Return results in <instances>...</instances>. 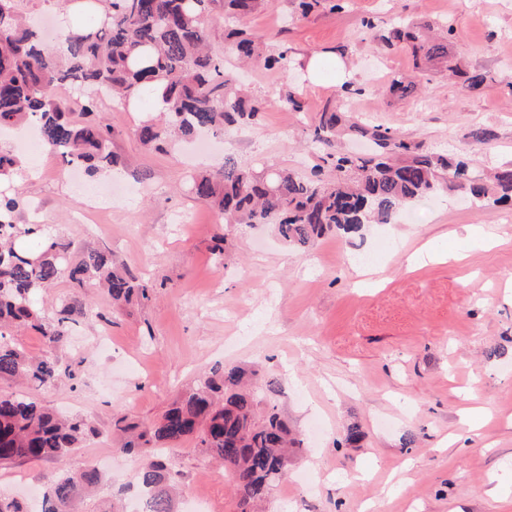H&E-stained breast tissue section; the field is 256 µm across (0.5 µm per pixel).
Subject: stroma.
<instances>
[{
    "label": "stroma",
    "instance_id": "obj_1",
    "mask_svg": "<svg viewBox=\"0 0 512 512\" xmlns=\"http://www.w3.org/2000/svg\"><path fill=\"white\" fill-rule=\"evenodd\" d=\"M299 0H268L240 24L271 51L296 60L321 54V74L291 66L242 69L230 46L212 51L240 70L268 106L255 122L226 127L211 161L225 154L242 164H268L309 173L319 152L310 130L335 103L340 81L331 66L346 53L353 69L347 108L424 149L469 162L475 174L512 162V0H346L298 17ZM451 26L448 56L486 76L482 94L433 66L415 68L404 49L383 50L373 30L399 19ZM414 80L408 98L388 94L391 74ZM294 90L293 110L276 99ZM151 99L137 112L98 103L95 116L112 129L118 173L90 178L97 186L121 180L133 191L114 193L108 211L73 190L59 161L7 142L22 164L0 193H20L30 206L22 224L49 226L57 239L102 248L134 275L151 279L150 300L127 312L90 286L58 281L39 302L53 317L68 297L89 309L69 326L57 352L74 378L32 390L42 404L83 418L92 431L60 460L22 459L0 465V495L31 502L30 488L58 474L101 463L110 476L87 512H132L128 492L141 457L120 453L116 418L155 420L196 379L222 364L257 370L278 389L262 392L299 440L265 512H512V209L474 207L462 191L441 193L390 224L338 233L305 252L288 248L271 226L225 223L194 198L199 164L186 148H143L136 137L152 119ZM484 127L491 149L470 150L465 133ZM477 227L471 237L467 227ZM223 252H216V243ZM434 251L419 267L407 259ZM481 409L474 429L463 418ZM359 427L362 439L344 444ZM181 492L206 500L211 512H238L232 477L199 454L193 442L166 456ZM319 472L316 493L301 476Z\"/></svg>",
    "mask_w": 512,
    "mask_h": 512
}]
</instances>
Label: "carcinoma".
Segmentation results:
<instances>
[{"mask_svg":"<svg viewBox=\"0 0 512 512\" xmlns=\"http://www.w3.org/2000/svg\"><path fill=\"white\" fill-rule=\"evenodd\" d=\"M263 0H104L103 14L89 12L83 27L60 30V61L25 22L17 0H0V130L34 125L44 150L67 164L78 163L94 175L117 164L110 150V131L93 122H76L73 104L89 115L103 98L124 105L162 88L167 108L158 123L143 122L137 136L145 148L164 141L188 142L209 131L253 120L267 101L251 98L236 76L209 51L215 31L207 17L216 7L227 21L256 11ZM431 26L402 24L378 39L390 48L407 47L415 60L447 56L448 34L430 35ZM236 55L263 59L270 69L290 65L284 53H265L238 28H224ZM55 86L69 87L75 98H53ZM389 91L410 95L414 85L400 74L388 81ZM348 131L370 142L372 152H336V136ZM313 144L324 153L335 175L320 178L263 166H243L224 158V167L200 171L190 183L201 202L218 208L238 224H272L280 239L296 250L341 231L359 233L366 224H388L406 204L431 199L442 188L466 190L475 204L512 201V163L495 168L490 183L471 177L468 163L435 154L402 139L389 129L347 115L344 104L319 113L312 128ZM494 138L487 128L464 134L473 149ZM19 158L0 150V180L9 181ZM19 196H0V380L50 388L60 377L57 350L67 338L68 323L86 314L77 298L63 303L52 320L38 303V292L61 279L82 288L98 284L112 305L125 307L150 299L152 284L139 280L96 248L76 252L46 235L40 224H19ZM30 328L46 341L44 353L30 357L5 337L9 328ZM240 367L218 366L176 398L161 418L145 423L120 451L138 453L154 444L175 451L192 440L197 451L220 460L235 478L239 512H255L283 475L285 452L296 444L288 423L276 408L258 413L259 394L248 387ZM86 424L63 417L24 393L0 394V463L20 458L60 459L79 447ZM105 475L88 467L76 476L58 475L47 482L40 512H80L77 503L98 490ZM176 474L158 458L146 460L139 485L154 499L156 512H173Z\"/></svg>","mask_w":512,"mask_h":512,"instance_id":"1","label":"carcinoma"}]
</instances>
